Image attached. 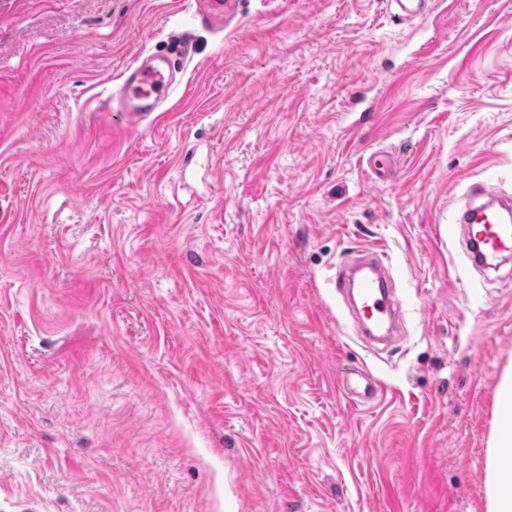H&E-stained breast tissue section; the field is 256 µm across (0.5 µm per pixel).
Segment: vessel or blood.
Masks as SVG:
<instances>
[{"instance_id":"obj_1","label":"vessel or blood","mask_w":512,"mask_h":512,"mask_svg":"<svg viewBox=\"0 0 512 512\" xmlns=\"http://www.w3.org/2000/svg\"><path fill=\"white\" fill-rule=\"evenodd\" d=\"M198 24L224 30L238 14L239 0H191ZM176 86L164 67L141 61L128 67L112 96L125 128L151 124L159 117L161 102ZM395 160L377 150L366 159L377 184L395 176ZM456 225L463 230L465 254L473 268L499 270L501 259L512 255V198L486 185L475 186L470 200L456 213ZM391 264L385 253L362 251L339 266L336 292L351 300L356 335L370 349L387 345L398 333L403 313L392 286ZM336 387L344 398L358 405L372 402L379 390L376 378L365 368L344 369L336 376Z\"/></svg>"}]
</instances>
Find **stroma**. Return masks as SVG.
<instances>
[{"label": "stroma", "mask_w": 512, "mask_h": 512, "mask_svg": "<svg viewBox=\"0 0 512 512\" xmlns=\"http://www.w3.org/2000/svg\"><path fill=\"white\" fill-rule=\"evenodd\" d=\"M158 52L164 117L114 125ZM478 182L512 195V0H242L221 35L189 0H0V512H487L512 282L448 233ZM363 249L404 310L379 354L332 283ZM430 0H389L390 5H395L397 13L394 17L400 21L413 20L422 15ZM395 160L387 151L377 150L370 153L366 159L367 168L372 180L377 184H384L395 177ZM336 387L344 398L357 405L372 402L379 390L376 378L364 367L339 370Z\"/></svg>", "instance_id": "1"}]
</instances>
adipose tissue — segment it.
<instances>
[{"label": "adipose tissue", "instance_id": "adipose-tissue-1", "mask_svg": "<svg viewBox=\"0 0 512 512\" xmlns=\"http://www.w3.org/2000/svg\"><path fill=\"white\" fill-rule=\"evenodd\" d=\"M496 402L501 423L488 466L489 512H512V367L502 377Z\"/></svg>", "mask_w": 512, "mask_h": 512}]
</instances>
